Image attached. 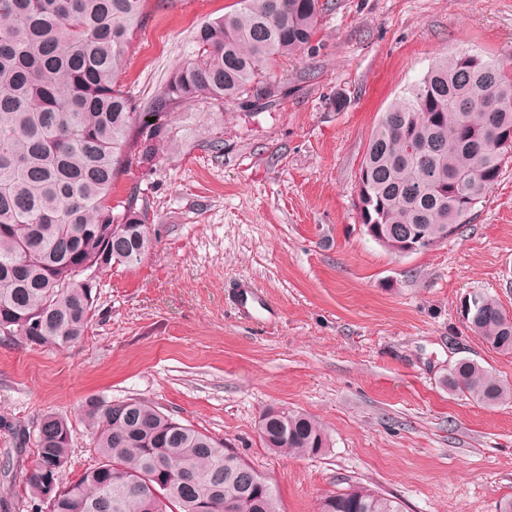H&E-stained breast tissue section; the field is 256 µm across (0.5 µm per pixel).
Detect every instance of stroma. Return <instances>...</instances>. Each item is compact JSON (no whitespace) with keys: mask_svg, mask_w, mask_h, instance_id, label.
<instances>
[{"mask_svg":"<svg viewBox=\"0 0 512 512\" xmlns=\"http://www.w3.org/2000/svg\"><path fill=\"white\" fill-rule=\"evenodd\" d=\"M234 2L146 0L125 94L149 101L192 56L195 30ZM466 50L512 71V0H332L311 48L274 67L277 106L178 111L156 164L131 166L112 189L116 202L138 194L149 252L99 273L82 342L0 338V418L28 431L48 412L68 418L64 484L96 462L83 401L144 398L223 439L271 479L284 512H316L355 484L403 512H496L512 498V404L487 408L440 380L470 359L512 382V355L460 311L482 293L512 313V161L471 224L423 253L386 251L357 208L382 112L441 55ZM242 280L277 305L270 323L227 307L225 289ZM283 406L322 423L323 455L262 448L259 416ZM33 451L0 429V496L12 484L4 464L30 467Z\"/></svg>","mask_w":512,"mask_h":512,"instance_id":"stroma-1","label":"stroma"}]
</instances>
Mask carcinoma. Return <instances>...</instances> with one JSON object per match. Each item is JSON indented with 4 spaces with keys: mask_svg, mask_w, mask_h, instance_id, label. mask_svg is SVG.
<instances>
[{
    "mask_svg": "<svg viewBox=\"0 0 512 512\" xmlns=\"http://www.w3.org/2000/svg\"><path fill=\"white\" fill-rule=\"evenodd\" d=\"M145 0H0V338L50 345L79 342L103 272L140 262L151 248L147 212L135 194L112 205V184L132 163L152 165L171 142L173 110L199 100L277 101L264 68L311 47L321 0H237L203 24L195 58L144 105L120 89L125 53ZM155 121H150V118ZM426 145L424 159L409 145ZM512 158V77L496 60L459 52L439 58L382 114L358 171L361 223L387 251L458 234ZM468 329L512 354V318L480 296ZM441 385L485 407L512 402V385L468 359ZM81 414L98 463L66 486L68 420L43 415L34 460L0 512H281L269 479L224 447L140 398L89 397ZM264 447L317 456L324 427L294 408L258 421ZM317 512H402L360 485L323 496Z\"/></svg>",
    "mask_w": 512,
    "mask_h": 512,
    "instance_id": "obj_1",
    "label": "carcinoma"
}]
</instances>
